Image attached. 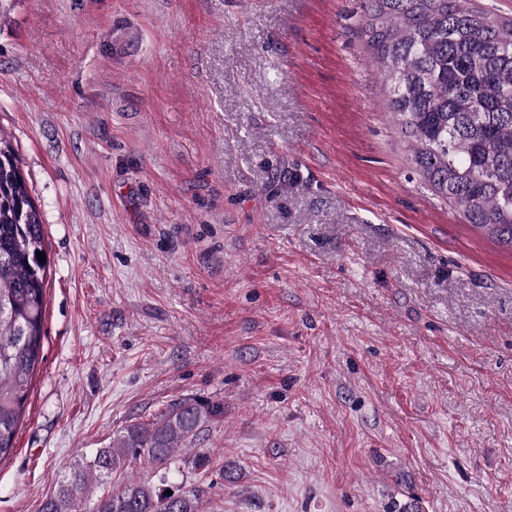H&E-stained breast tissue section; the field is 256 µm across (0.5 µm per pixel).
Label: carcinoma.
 <instances>
[{
	"label": "carcinoma",
	"instance_id": "carcinoma-1",
	"mask_svg": "<svg viewBox=\"0 0 512 512\" xmlns=\"http://www.w3.org/2000/svg\"><path fill=\"white\" fill-rule=\"evenodd\" d=\"M362 33L388 88L387 107L409 139L411 164L438 198L512 251V18L472 0H365ZM41 211L21 159L0 133V462L15 448L42 350L49 261ZM217 403L182 400L147 424H132L90 462L75 461L42 512H80L105 484L146 455L160 486L126 479L95 512H201L199 495L171 488L175 454L222 415Z\"/></svg>",
	"mask_w": 512,
	"mask_h": 512
}]
</instances>
